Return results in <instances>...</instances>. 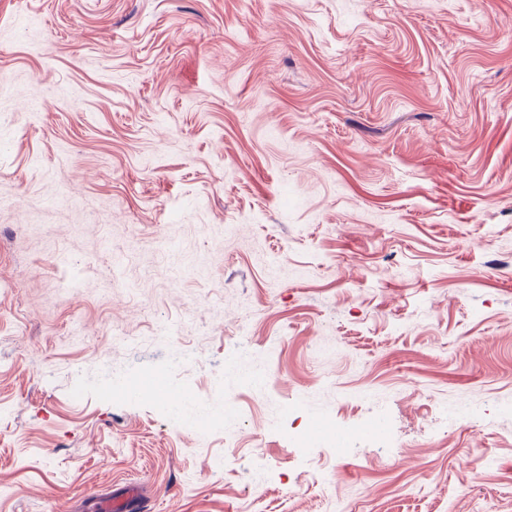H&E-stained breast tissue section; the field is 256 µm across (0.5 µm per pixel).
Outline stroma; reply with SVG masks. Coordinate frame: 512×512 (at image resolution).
I'll return each instance as SVG.
<instances>
[{"label": "stroma", "instance_id": "35a3bbf8", "mask_svg": "<svg viewBox=\"0 0 512 512\" xmlns=\"http://www.w3.org/2000/svg\"><path fill=\"white\" fill-rule=\"evenodd\" d=\"M128 484L512 512V0H0V512Z\"/></svg>", "mask_w": 512, "mask_h": 512}]
</instances>
